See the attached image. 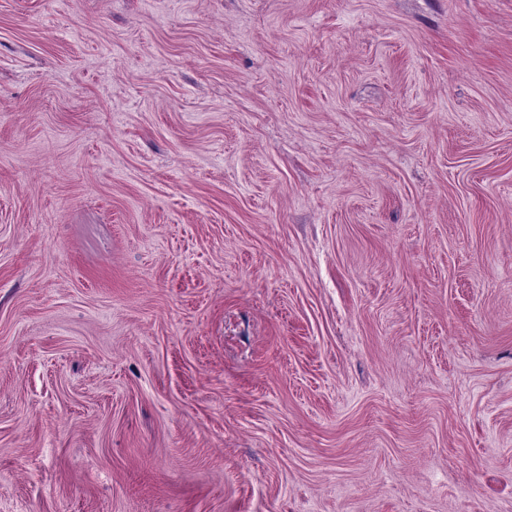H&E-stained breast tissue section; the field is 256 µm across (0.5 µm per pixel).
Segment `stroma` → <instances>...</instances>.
I'll return each instance as SVG.
<instances>
[{"instance_id": "35a3bbf8", "label": "stroma", "mask_w": 512, "mask_h": 512, "mask_svg": "<svg viewBox=\"0 0 512 512\" xmlns=\"http://www.w3.org/2000/svg\"><path fill=\"white\" fill-rule=\"evenodd\" d=\"M0 512H512V0H0Z\"/></svg>"}]
</instances>
